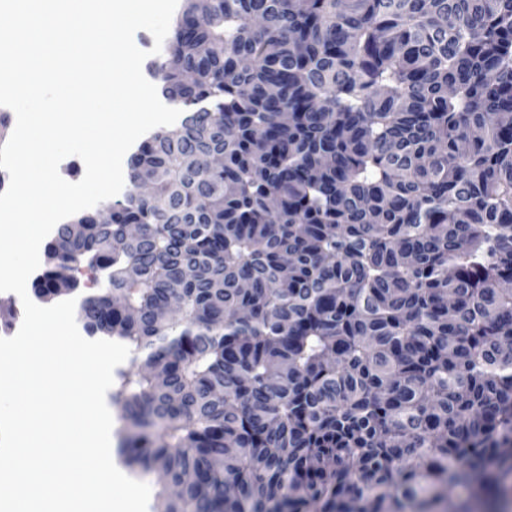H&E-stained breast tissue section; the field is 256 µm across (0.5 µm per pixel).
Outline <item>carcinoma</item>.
<instances>
[{"label":"carcinoma","instance_id":"obj_1","mask_svg":"<svg viewBox=\"0 0 512 512\" xmlns=\"http://www.w3.org/2000/svg\"><path fill=\"white\" fill-rule=\"evenodd\" d=\"M157 75L186 115L132 154L153 194L57 225L32 282L132 349L151 512L509 495L512 0H198Z\"/></svg>","mask_w":512,"mask_h":512}]
</instances>
